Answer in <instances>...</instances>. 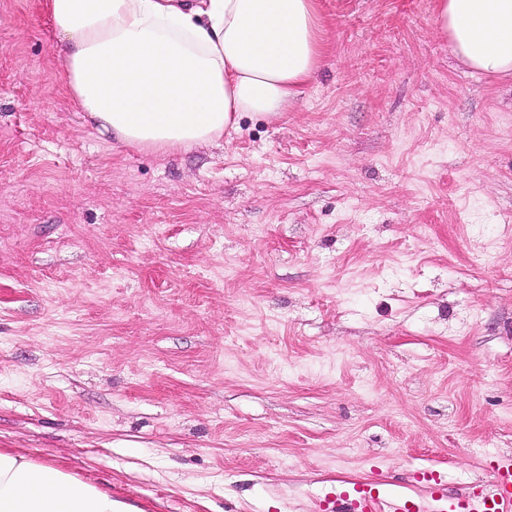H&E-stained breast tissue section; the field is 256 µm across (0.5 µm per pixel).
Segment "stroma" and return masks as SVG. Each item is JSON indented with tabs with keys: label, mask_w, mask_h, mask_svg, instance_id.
Instances as JSON below:
<instances>
[{
	"label": "stroma",
	"mask_w": 512,
	"mask_h": 512,
	"mask_svg": "<svg viewBox=\"0 0 512 512\" xmlns=\"http://www.w3.org/2000/svg\"><path fill=\"white\" fill-rule=\"evenodd\" d=\"M320 70L187 151L96 132L0 0V449L146 512L449 495L512 457V74L436 0H318Z\"/></svg>",
	"instance_id": "1"
}]
</instances>
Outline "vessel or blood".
<instances>
[{
    "label": "vessel or blood",
    "mask_w": 512,
    "mask_h": 512,
    "mask_svg": "<svg viewBox=\"0 0 512 512\" xmlns=\"http://www.w3.org/2000/svg\"><path fill=\"white\" fill-rule=\"evenodd\" d=\"M489 479L472 485L458 497L444 491L445 477L437 470L419 474L424 489L415 494H381L368 484L318 500L316 512H512V458L495 460Z\"/></svg>",
    "instance_id": "b4317fda"
}]
</instances>
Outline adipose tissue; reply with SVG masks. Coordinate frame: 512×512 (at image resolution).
<instances>
[{"label":"adipose tissue","mask_w":512,"mask_h":512,"mask_svg":"<svg viewBox=\"0 0 512 512\" xmlns=\"http://www.w3.org/2000/svg\"><path fill=\"white\" fill-rule=\"evenodd\" d=\"M70 94L98 132L142 150L192 147L274 118L322 54L317 0H46ZM470 68L512 72V0H437ZM0 512H132L105 488L0 450Z\"/></svg>","instance_id":"obj_1"}]
</instances>
